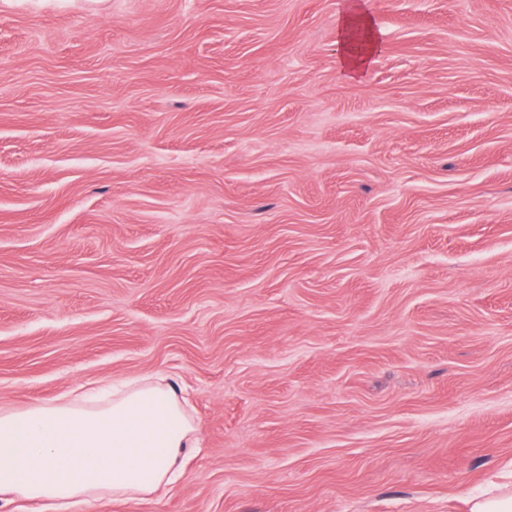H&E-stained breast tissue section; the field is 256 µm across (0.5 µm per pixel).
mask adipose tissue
Masks as SVG:
<instances>
[{
    "label": "adipose tissue",
    "mask_w": 512,
    "mask_h": 512,
    "mask_svg": "<svg viewBox=\"0 0 512 512\" xmlns=\"http://www.w3.org/2000/svg\"><path fill=\"white\" fill-rule=\"evenodd\" d=\"M380 31L364 0L337 20V65L360 79ZM198 427L184 391L158 373L65 400L0 410V494L51 502L56 512L110 498L144 499L182 477Z\"/></svg>",
    "instance_id": "1"
}]
</instances>
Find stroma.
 <instances>
[{
    "label": "stroma",
    "mask_w": 512,
    "mask_h": 512,
    "mask_svg": "<svg viewBox=\"0 0 512 512\" xmlns=\"http://www.w3.org/2000/svg\"><path fill=\"white\" fill-rule=\"evenodd\" d=\"M0 0V409L161 372L200 444L74 512H470L512 475V0ZM380 31L368 4L349 2L337 20V65L342 76L359 80L379 49Z\"/></svg>",
    "instance_id": "stroma-1"
}]
</instances>
